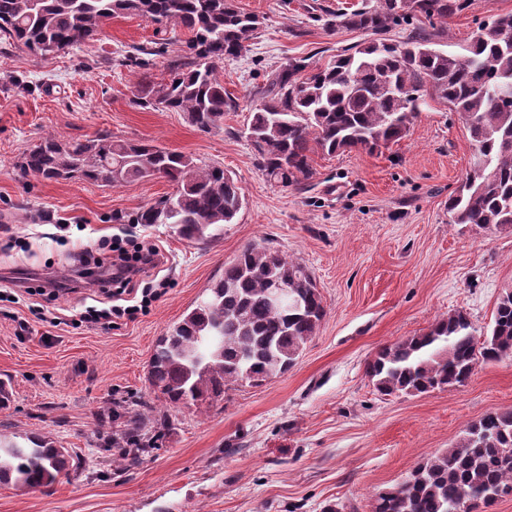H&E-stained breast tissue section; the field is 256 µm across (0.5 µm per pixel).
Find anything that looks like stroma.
Masks as SVG:
<instances>
[{
    "instance_id": "35a3bbf8",
    "label": "stroma",
    "mask_w": 512,
    "mask_h": 512,
    "mask_svg": "<svg viewBox=\"0 0 512 512\" xmlns=\"http://www.w3.org/2000/svg\"><path fill=\"white\" fill-rule=\"evenodd\" d=\"M262 24L242 57L216 73L236 102L208 132L183 113L132 105L143 75L167 78L187 35L158 42L138 16L107 22L93 41L40 57L0 50V431L45 436L69 451V473L48 487L0 484V512H371L376 494L451 447L467 424L512 409V357L476 367L461 387L420 395L378 393L364 365L383 345L426 330L453 310L478 330L512 290V228L454 223L448 199L470 165L469 132L432 94L399 141L370 151L316 154L312 173L267 181L245 137L250 105L291 59L327 66L371 33L336 27L337 13L377 0H234ZM512 15V0H468L447 20L415 13L387 39L430 36L458 54L479 27ZM153 49L149 70L126 64ZM99 133L146 141L218 164L243 189L234 223L208 242L170 224H116L173 192L163 179L103 187L22 175L18 163L44 137ZM117 234L166 254L168 288L135 320L105 330L80 322L84 293L48 308L25 289L66 275L69 253ZM251 243L273 246L313 275L327 315L296 365L259 387L238 386L205 412L173 407L147 380L155 345ZM62 325H53V317ZM152 406L169 428L162 448L118 463L103 447L107 411Z\"/></svg>"
}]
</instances>
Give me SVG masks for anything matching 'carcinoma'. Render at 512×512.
Returning <instances> with one entry per match:
<instances>
[{
	"label": "carcinoma",
	"mask_w": 512,
	"mask_h": 512,
	"mask_svg": "<svg viewBox=\"0 0 512 512\" xmlns=\"http://www.w3.org/2000/svg\"><path fill=\"white\" fill-rule=\"evenodd\" d=\"M427 18L447 19L465 0H409ZM138 15L167 33L188 32L185 61L155 82L143 77L133 103L185 114L202 131L224 124L236 103L217 78L216 65L238 58L259 28L257 16L233 0H0V44L34 56L66 51L94 39L106 22ZM406 19L402 0L336 15V26L374 34ZM302 60L276 71L260 91L247 139L269 181L293 186L311 174V154L352 148L375 150L400 140L415 117L424 88L466 122L472 151L482 163L448 199L456 224L512 228V16L482 27L455 55L430 47L423 35L399 43L376 39L347 50L324 69L306 72ZM24 175L79 177L102 186L165 179L175 191L115 224H172L187 240L207 242L234 223L243 206L238 182L215 165L106 133L62 143L49 136L24 154ZM290 290L288 306L275 304L269 288ZM326 315L309 271L278 250L244 247L224 265V275L204 298L160 337L149 380L171 405H205L247 383L260 386L292 368ZM512 356V292L497 303L492 328L476 335L470 317L451 311L417 335L382 346L365 375L383 395H418L463 385L481 362ZM107 435L120 460H136L168 429L165 418L143 409ZM68 452L47 438L0 433V484L36 488L68 471ZM512 492V410L489 412L463 430L456 443L378 494L373 512H461L468 500Z\"/></svg>",
	"instance_id": "carcinoma-1"
}]
</instances>
